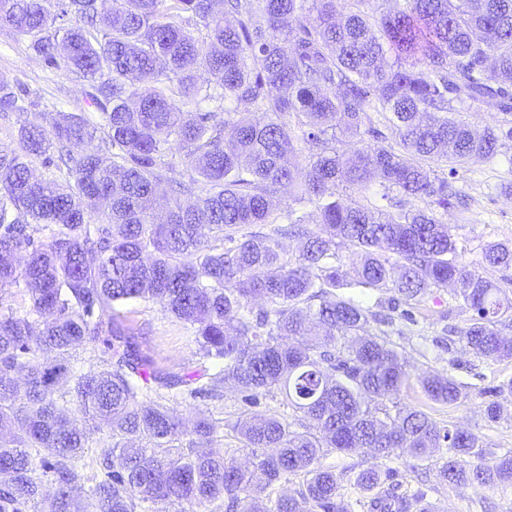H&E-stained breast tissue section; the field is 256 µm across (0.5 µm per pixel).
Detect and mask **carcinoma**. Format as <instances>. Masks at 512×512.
Masks as SVG:
<instances>
[{"label": "carcinoma", "instance_id": "cac0c4a2", "mask_svg": "<svg viewBox=\"0 0 512 512\" xmlns=\"http://www.w3.org/2000/svg\"><path fill=\"white\" fill-rule=\"evenodd\" d=\"M166 2L112 0L102 13L98 0H0V27L28 39L47 66L86 78L101 111L96 125L47 112L45 123L19 130L20 153L0 155V293L23 283L31 302L23 315L0 314V512H254L252 501L291 475L303 477L299 489L264 512H352L321 462L327 449L384 459L406 448L426 459L445 445L444 481L511 483L512 455L468 468L465 459L483 453L473 435L401 402L409 373L387 343L359 335L377 313L349 290L393 289L388 309L411 322L406 305L461 281L472 315L460 336L480 357H512L497 329L512 301L459 265L432 208L446 211L461 195L457 167L490 161L512 142V121L478 133L453 117L456 102L512 112V0ZM185 13L208 40L185 28ZM203 71L219 84H200ZM19 101L0 77V108L21 111ZM214 101L222 120L204 107ZM340 134L373 144L346 154L335 147ZM174 144L210 189L175 202L156 224L160 169ZM302 145L316 153L301 179L289 158ZM56 156L63 179L34 176L27 159L52 165ZM435 158L449 170L432 177L424 162ZM375 177L398 192L383 195L395 210L336 193L365 191ZM283 188L313 205L319 230L292 209L274 216ZM415 200L426 206L407 208ZM45 231L48 242L35 240ZM283 239L303 243L296 261ZM343 248L351 280L340 270ZM484 261L512 268V244L490 245ZM133 300L190 325L209 368L158 366L116 310ZM98 341L102 367L77 372L76 349ZM419 382L435 402L461 401L450 375ZM151 383L214 400L231 385L253 406L277 389L304 423L243 417L250 470L214 448L220 425L210 416L182 442V418L146 394ZM102 428L105 479L81 497L79 462ZM354 486L371 493L368 512H436L422 493L399 494L390 469L364 468Z\"/></svg>", "mask_w": 512, "mask_h": 512}]
</instances>
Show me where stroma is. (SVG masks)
<instances>
[{"instance_id":"1","label":"stroma","mask_w":512,"mask_h":512,"mask_svg":"<svg viewBox=\"0 0 512 512\" xmlns=\"http://www.w3.org/2000/svg\"><path fill=\"white\" fill-rule=\"evenodd\" d=\"M0 76L26 93L22 112H0V150L18 148L21 126L42 123L45 113L59 110L97 122L98 109L89 99L90 86L76 74L45 66L30 47L28 39L11 29L0 28ZM456 185L466 196V207L450 205L444 214L457 242V262L476 270L496 283L504 284L512 298V269L502 270L484 264L488 245L512 243V143L506 144L492 161L474 160L459 167ZM454 287L436 288L414 304L413 321L395 320L393 325L370 324L371 335L386 339L404 358L412 378L401 393V400L427 413L438 425L457 427L478 437L484 450L482 458H470V465L494 463L504 454H512V393L498 396L501 408L498 420H488L484 409L489 388L512 380V359L492 361L475 356L460 336L449 334V326L464 327L469 311L461 309ZM126 324L141 330L142 346L156 363L173 371L194 370L199 366L193 331L189 325L171 317L159 304L132 301L120 305ZM429 371L451 375L463 385L465 398L457 404L429 400L417 378ZM173 408L187 419L204 413L224 421L222 447L232 448L241 462L251 454L233 425L244 416L246 407L237 390L228 387L221 400L177 398ZM444 448L436 449L429 460L421 461L408 451L399 450L388 459L374 462L370 452L353 454L332 452L323 459L342 482L353 479L359 469L373 464L393 468L400 493H424L425 500L440 512H512V483L489 487L443 482L438 468L447 457Z\"/></svg>"}]
</instances>
